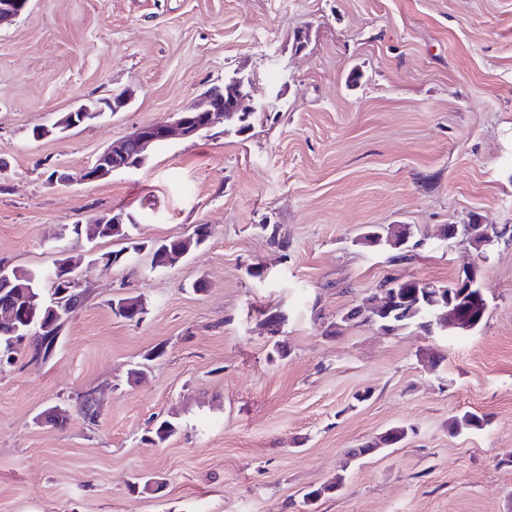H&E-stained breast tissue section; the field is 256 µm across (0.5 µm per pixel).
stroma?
Returning <instances> with one entry per match:
<instances>
[{
    "label": "stroma",
    "mask_w": 512,
    "mask_h": 512,
    "mask_svg": "<svg viewBox=\"0 0 512 512\" xmlns=\"http://www.w3.org/2000/svg\"><path fill=\"white\" fill-rule=\"evenodd\" d=\"M236 70L255 83L246 133L220 125L81 180ZM119 92V111L55 129ZM0 166V259L70 258L91 289L49 359L30 339L0 365V512H301L339 475L318 512H512V237L485 250L475 330L340 323L387 277L471 264L445 225L512 230V0H30L0 26ZM112 210L145 249L104 271L92 260L116 242L60 229ZM197 224L200 250L151 267L148 245ZM389 224L410 228V260L360 244ZM120 296L140 320L113 314ZM466 412L487 426L449 432ZM162 419L178 430L159 444ZM395 425L397 447L352 457Z\"/></svg>",
    "instance_id": "35a3bbf8"
}]
</instances>
